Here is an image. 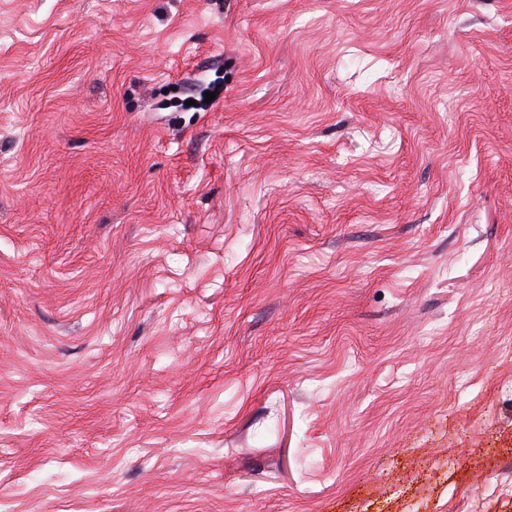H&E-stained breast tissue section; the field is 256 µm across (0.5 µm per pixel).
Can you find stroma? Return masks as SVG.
<instances>
[{"instance_id":"35a3bbf8","label":"stroma","mask_w":512,"mask_h":512,"mask_svg":"<svg viewBox=\"0 0 512 512\" xmlns=\"http://www.w3.org/2000/svg\"><path fill=\"white\" fill-rule=\"evenodd\" d=\"M0 512H512V0H0Z\"/></svg>"}]
</instances>
